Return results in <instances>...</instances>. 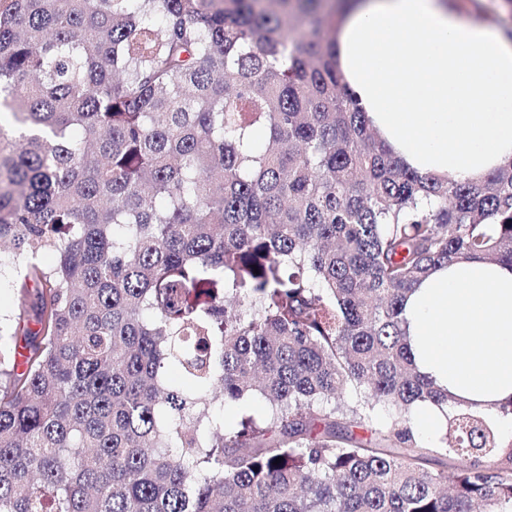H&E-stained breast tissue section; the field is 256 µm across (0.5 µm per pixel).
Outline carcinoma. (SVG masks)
<instances>
[{
  "mask_svg": "<svg viewBox=\"0 0 512 512\" xmlns=\"http://www.w3.org/2000/svg\"><path fill=\"white\" fill-rule=\"evenodd\" d=\"M347 2L0 0V512H512V440L404 317L441 264L512 265V160L401 166L336 67ZM15 274L5 269L0 276V313L2 315L15 316L18 311V290ZM265 400L255 395L242 402H228L212 408V415L223 418L224 429L227 431L237 425L244 414L251 415L257 420L263 419L268 413ZM448 405L422 403L411 410L410 422L417 434L433 439L444 430L448 415ZM421 437L422 441L430 442Z\"/></svg>",
  "mask_w": 512,
  "mask_h": 512,
  "instance_id": "1",
  "label": "carcinoma"
}]
</instances>
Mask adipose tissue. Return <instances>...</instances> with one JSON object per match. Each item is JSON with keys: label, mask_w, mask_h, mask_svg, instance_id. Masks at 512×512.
Masks as SVG:
<instances>
[{"label": "adipose tissue", "mask_w": 512, "mask_h": 512, "mask_svg": "<svg viewBox=\"0 0 512 512\" xmlns=\"http://www.w3.org/2000/svg\"><path fill=\"white\" fill-rule=\"evenodd\" d=\"M339 69L404 167L476 182L512 161V30L453 0H357L336 31ZM419 370L512 437V266L458 259L409 294Z\"/></svg>", "instance_id": "adipose-tissue-1"}]
</instances>
